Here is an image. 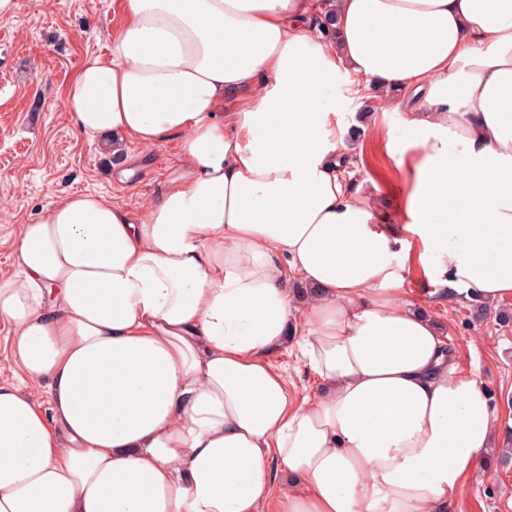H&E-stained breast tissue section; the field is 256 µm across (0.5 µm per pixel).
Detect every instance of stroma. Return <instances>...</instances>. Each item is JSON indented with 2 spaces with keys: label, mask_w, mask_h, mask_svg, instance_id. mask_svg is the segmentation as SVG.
I'll use <instances>...</instances> for the list:
<instances>
[{
  "label": "stroma",
  "mask_w": 512,
  "mask_h": 512,
  "mask_svg": "<svg viewBox=\"0 0 512 512\" xmlns=\"http://www.w3.org/2000/svg\"><path fill=\"white\" fill-rule=\"evenodd\" d=\"M122 0H21L12 16L0 17V278L13 276L12 244L21 225L32 223L51 196L82 191L135 206L159 186L174 142L152 148L127 180L115 174L105 138L77 132L64 107L69 80L88 59L108 54L107 34L122 18ZM355 77L339 76L326 94L344 131L360 128L359 179L386 210L408 189V172L397 165L389 134L399 133L406 114L401 93L394 105L360 119L362 101L352 92ZM419 241L409 247L406 286L445 328L460 369L478 374L501 425L512 424V320L495 313L476 320L472 304L444 296L423 274ZM301 331H290L272 357L288 376L295 400L316 386L299 351ZM501 448L490 449L474 477L458 492L452 512H512V464Z\"/></svg>",
  "instance_id": "35a3bbf8"
}]
</instances>
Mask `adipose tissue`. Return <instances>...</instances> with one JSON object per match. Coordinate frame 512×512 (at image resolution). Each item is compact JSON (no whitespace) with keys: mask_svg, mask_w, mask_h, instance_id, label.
<instances>
[{"mask_svg":"<svg viewBox=\"0 0 512 512\" xmlns=\"http://www.w3.org/2000/svg\"><path fill=\"white\" fill-rule=\"evenodd\" d=\"M342 74L405 94L394 212L329 119ZM65 107L178 153L137 208L66 194L13 242L0 512H450L496 418L405 266L414 237L456 300L512 297V0H124ZM298 318L299 402L270 360Z\"/></svg>","mask_w":512,"mask_h":512,"instance_id":"ef3b65f1","label":"adipose tissue"}]
</instances>
